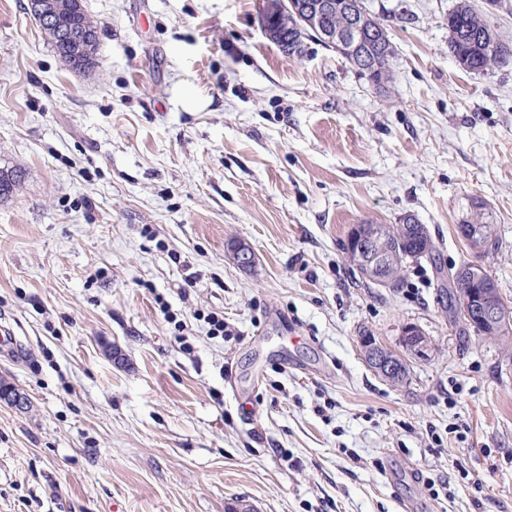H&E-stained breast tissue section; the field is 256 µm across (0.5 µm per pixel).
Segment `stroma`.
I'll use <instances>...</instances> for the list:
<instances>
[{"label": "stroma", "mask_w": 512, "mask_h": 512, "mask_svg": "<svg viewBox=\"0 0 512 512\" xmlns=\"http://www.w3.org/2000/svg\"><path fill=\"white\" fill-rule=\"evenodd\" d=\"M457 2L364 0L394 48L379 88L317 39L279 50L262 0H81L85 71L0 0V168L23 173L0 381L28 400L0 403V512H512V358L438 280L477 259L456 226L478 201L512 302V63H455ZM408 213L433 258L367 285L349 228ZM410 323L432 351L393 386L359 341Z\"/></svg>", "instance_id": "1"}]
</instances>
